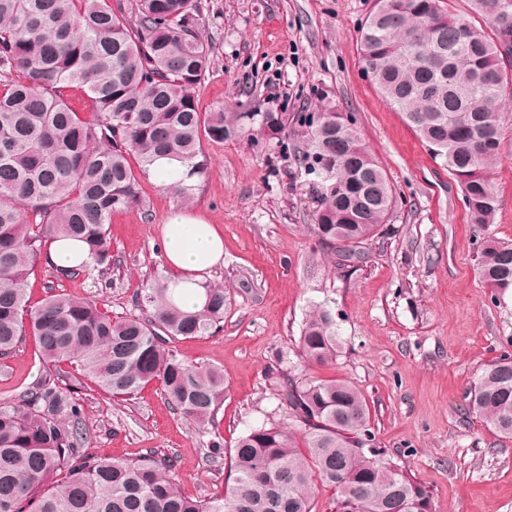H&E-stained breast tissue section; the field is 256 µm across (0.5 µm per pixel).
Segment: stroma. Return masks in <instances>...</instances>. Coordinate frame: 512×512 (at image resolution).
<instances>
[{"mask_svg":"<svg viewBox=\"0 0 512 512\" xmlns=\"http://www.w3.org/2000/svg\"><path fill=\"white\" fill-rule=\"evenodd\" d=\"M372 6L201 0L199 31L212 53L199 103L242 116L243 133L205 143L208 166L191 203L143 179L141 205L112 217L111 273L93 270L62 285L114 315L132 314L143 281L170 271L161 229L172 207H184L224 238V261L209 279L229 288L232 305L213 334L175 348L187 362L223 370L217 419L226 447L253 428L288 425L280 400L286 379L344 378L367 398L384 461L428 487L432 512H512V440L464 410L470 384L512 347V292L491 304L459 187L361 68L358 31ZM329 110L353 118L398 196L383 234L349 262L311 233L314 178L295 153L301 113ZM267 112L282 114L279 133L261 125ZM501 153L490 172L500 201L490 230L512 240V113ZM318 306L331 311L339 348L335 360L312 366L297 343ZM34 351L25 341L0 367V394L35 381ZM80 402L92 452L122 457L155 448L177 458L175 477L187 495L223 490L228 470L202 463L209 434L175 414L157 385L128 401L89 391Z\"/></svg>","mask_w":512,"mask_h":512,"instance_id":"1","label":"stroma"}]
</instances>
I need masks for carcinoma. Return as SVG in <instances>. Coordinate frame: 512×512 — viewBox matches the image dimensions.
Returning a JSON list of instances; mask_svg holds the SVG:
<instances>
[{
	"label": "carcinoma",
	"mask_w": 512,
	"mask_h": 512,
	"mask_svg": "<svg viewBox=\"0 0 512 512\" xmlns=\"http://www.w3.org/2000/svg\"><path fill=\"white\" fill-rule=\"evenodd\" d=\"M472 0L461 18L443 0H374L360 32V62L381 97L428 144L461 188L469 223L483 231L477 273L492 302L512 290V241L489 232L499 198L489 171L502 158L512 100V12ZM211 48L199 35L197 0H0V361L32 337L42 370L0 396V512H311L318 485L334 512H431L412 474L380 459L364 393L347 379L288 380L281 400L294 430L259 427L226 451L220 434L203 461L230 459L232 483L184 494L173 458L149 449L125 459L87 452L78 393L92 383L116 400L155 384L172 409L217 427L221 369L186 362L159 335L211 334L230 291L210 283L198 310L174 301V280L155 276L133 304L150 317L114 316L52 281L29 304L34 261L58 237L86 245L96 269L112 268V215L141 203V175L160 157L203 173V142L240 132L224 110L199 109ZM307 170L318 205L310 229L348 259L378 236L397 206L384 171L355 130L306 113ZM300 357L336 358V322L319 306L306 319ZM468 414L512 439V354L467 388Z\"/></svg>",
	"instance_id": "obj_1"
}]
</instances>
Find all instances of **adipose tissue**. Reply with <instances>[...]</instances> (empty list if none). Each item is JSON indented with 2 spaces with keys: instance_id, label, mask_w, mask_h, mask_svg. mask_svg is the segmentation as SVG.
<instances>
[{
  "instance_id": "obj_1",
  "label": "adipose tissue",
  "mask_w": 512,
  "mask_h": 512,
  "mask_svg": "<svg viewBox=\"0 0 512 512\" xmlns=\"http://www.w3.org/2000/svg\"><path fill=\"white\" fill-rule=\"evenodd\" d=\"M162 243L166 260L181 272L175 285L176 303L196 309L204 299L209 272L224 259L222 237L204 219L175 211L162 227Z\"/></svg>"
}]
</instances>
